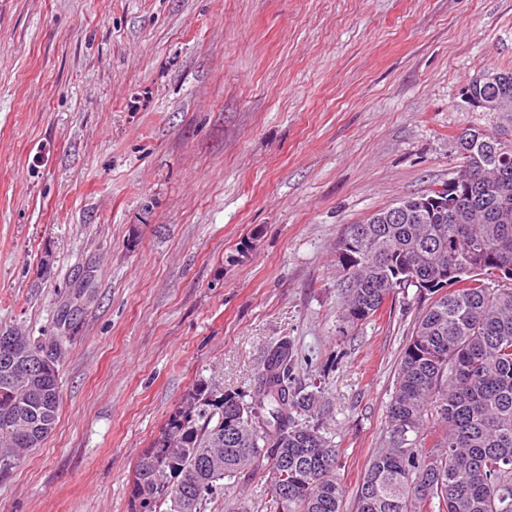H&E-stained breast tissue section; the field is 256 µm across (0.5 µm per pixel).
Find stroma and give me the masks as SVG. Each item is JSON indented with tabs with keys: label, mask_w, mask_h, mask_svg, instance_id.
Masks as SVG:
<instances>
[{
	"label": "stroma",
	"mask_w": 512,
	"mask_h": 512,
	"mask_svg": "<svg viewBox=\"0 0 512 512\" xmlns=\"http://www.w3.org/2000/svg\"><path fill=\"white\" fill-rule=\"evenodd\" d=\"M512 0H0V329L62 343L59 418L0 512H130L198 382L244 392L288 338L321 381L343 512L424 305L340 332L348 225L447 184L494 130ZM264 469L207 512H262Z\"/></svg>",
	"instance_id": "1"
}]
</instances>
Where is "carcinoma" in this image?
<instances>
[{"instance_id": "carcinoma-1", "label": "carcinoma", "mask_w": 512, "mask_h": 512, "mask_svg": "<svg viewBox=\"0 0 512 512\" xmlns=\"http://www.w3.org/2000/svg\"><path fill=\"white\" fill-rule=\"evenodd\" d=\"M477 91L497 132L512 129V72ZM455 138L461 160L448 186L352 224L336 261L341 318L355 327L399 288L427 305L406 342L387 406L384 445L368 461L356 512H512V139L490 152ZM434 198L418 223L415 202ZM448 272V290L441 271ZM292 341L273 342L245 393L195 385L137 461L131 512H206L224 480L265 464L266 512H341L339 451L321 423L323 389L298 382ZM53 353L0 329V474L54 430L60 407Z\"/></svg>"}]
</instances>
